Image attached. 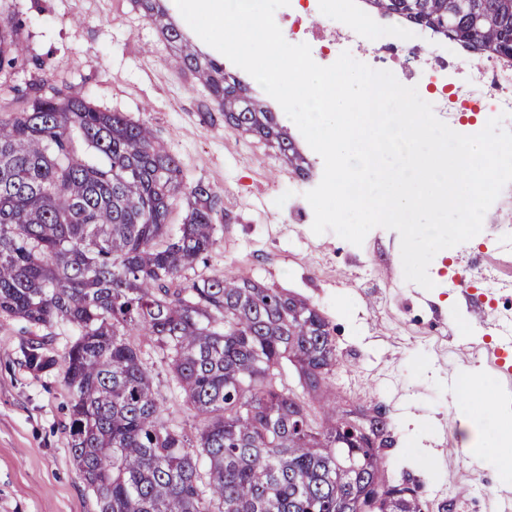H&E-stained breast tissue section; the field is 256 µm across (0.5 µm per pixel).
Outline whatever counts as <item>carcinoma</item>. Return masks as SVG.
<instances>
[{
    "instance_id": "carcinoma-1",
    "label": "carcinoma",
    "mask_w": 512,
    "mask_h": 512,
    "mask_svg": "<svg viewBox=\"0 0 512 512\" xmlns=\"http://www.w3.org/2000/svg\"><path fill=\"white\" fill-rule=\"evenodd\" d=\"M366 2L512 56V0ZM161 33L180 44L225 128L298 159L247 84L200 58L175 24ZM24 53L17 29L1 27L0 73ZM217 202L123 112L53 95L0 119V311L78 328L64 360L71 452L99 512H423L409 488L384 480L375 443L386 422L336 408V347L316 308L230 273L179 282L216 243ZM144 343L183 390L196 435L164 419ZM286 361L311 399L278 382ZM27 362L50 364L44 344L29 345Z\"/></svg>"
}]
</instances>
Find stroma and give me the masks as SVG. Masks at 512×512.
Returning a JSON list of instances; mask_svg holds the SVG:
<instances>
[{
  "label": "stroma",
  "mask_w": 512,
  "mask_h": 512,
  "mask_svg": "<svg viewBox=\"0 0 512 512\" xmlns=\"http://www.w3.org/2000/svg\"><path fill=\"white\" fill-rule=\"evenodd\" d=\"M12 25L25 60L0 86V117L57 93L149 126L185 180L219 196L217 241L184 278L231 271L319 309L336 345L337 406L386 411L389 480L414 490L424 512H493L499 474L472 462L475 437L491 434L492 418L475 400L471 429L448 419L455 380L471 367L480 369L479 393L500 397L502 376L487 349L498 321L512 318V292L477 282L464 291L454 282L469 264L512 283V252L486 240L452 247L433 258L430 268L445 282L428 291L405 281L396 231L374 228L359 246L331 231L314 234L304 194L322 179L321 156L286 123L308 163L301 177L269 142L225 130L209 90L132 0H0V26ZM75 334L66 323L38 327L0 313V512H98L71 453L64 359ZM34 341L54 357L51 368L26 366ZM143 358L167 422L193 433L196 419L167 365L149 348ZM413 415L424 421L416 434L407 423ZM427 448L435 461L425 460Z\"/></svg>",
  "instance_id": "35a3bbf8"
}]
</instances>
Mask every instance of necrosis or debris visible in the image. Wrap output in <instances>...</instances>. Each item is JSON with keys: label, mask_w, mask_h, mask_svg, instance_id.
I'll use <instances>...</instances> for the list:
<instances>
[{"label": "necrosis or debris", "mask_w": 512, "mask_h": 512, "mask_svg": "<svg viewBox=\"0 0 512 512\" xmlns=\"http://www.w3.org/2000/svg\"><path fill=\"white\" fill-rule=\"evenodd\" d=\"M275 21L287 28L289 43H307L319 65L349 52L374 69L412 80L436 116L449 118L474 105L512 131L511 57L478 55L426 26L368 13L363 0H289Z\"/></svg>", "instance_id": "1"}]
</instances>
